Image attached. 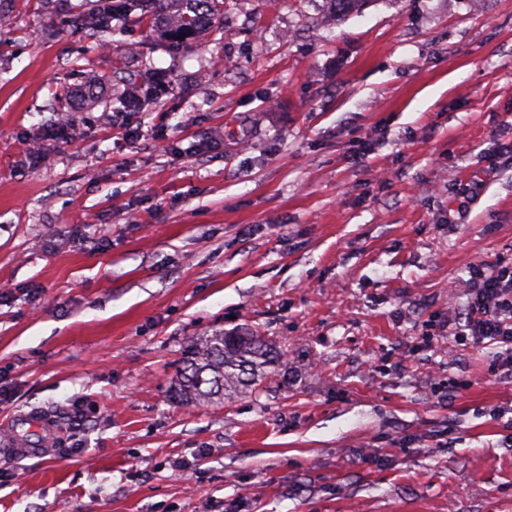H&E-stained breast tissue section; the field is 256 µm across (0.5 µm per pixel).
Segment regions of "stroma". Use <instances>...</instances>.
<instances>
[{
  "mask_svg": "<svg viewBox=\"0 0 512 512\" xmlns=\"http://www.w3.org/2000/svg\"><path fill=\"white\" fill-rule=\"evenodd\" d=\"M88 8L0 0V430L56 428L0 512H512V349L454 328L512 263V0H225L179 46ZM240 327L285 365L174 399Z\"/></svg>",
  "mask_w": 512,
  "mask_h": 512,
  "instance_id": "35a3bbf8",
  "label": "stroma"
}]
</instances>
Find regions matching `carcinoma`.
Segmentation results:
<instances>
[{
	"instance_id": "1",
	"label": "carcinoma",
	"mask_w": 512,
	"mask_h": 512,
	"mask_svg": "<svg viewBox=\"0 0 512 512\" xmlns=\"http://www.w3.org/2000/svg\"><path fill=\"white\" fill-rule=\"evenodd\" d=\"M178 5L170 37L189 40L208 28L215 27L222 0H97L95 8L79 16V20L100 31L112 28L114 18L141 9L162 11L168 4ZM332 14L348 16L368 5L370 0H325ZM284 364L283 355L264 337L243 329L216 330L190 340L182 356L174 398L185 404L222 400L254 386Z\"/></svg>"
}]
</instances>
